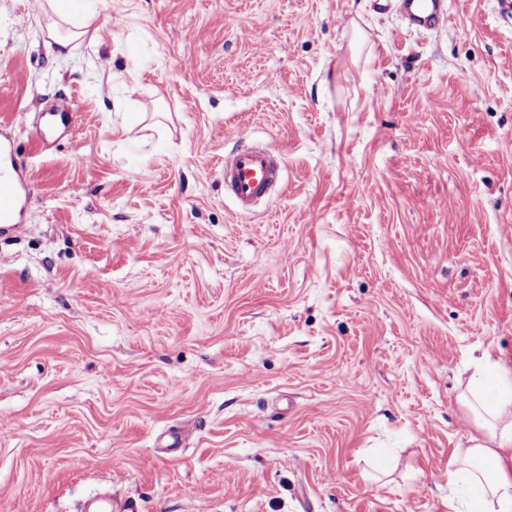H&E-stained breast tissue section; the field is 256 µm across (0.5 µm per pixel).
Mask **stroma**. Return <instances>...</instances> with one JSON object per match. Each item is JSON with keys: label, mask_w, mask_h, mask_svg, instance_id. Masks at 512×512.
I'll use <instances>...</instances> for the list:
<instances>
[{"label": "stroma", "mask_w": 512, "mask_h": 512, "mask_svg": "<svg viewBox=\"0 0 512 512\" xmlns=\"http://www.w3.org/2000/svg\"><path fill=\"white\" fill-rule=\"evenodd\" d=\"M446 2L81 0L63 48L0 0V512H448L470 359L512 367V12ZM409 28L439 31L448 24L444 0H401ZM31 192L26 173L16 161V150L11 140H0V224H16L23 202ZM280 176L277 156L262 144L224 157V188L234 198L240 215H251L256 204L267 200Z\"/></svg>", "instance_id": "stroma-1"}]
</instances>
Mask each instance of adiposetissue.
Here are the masks:
<instances>
[{"mask_svg": "<svg viewBox=\"0 0 512 512\" xmlns=\"http://www.w3.org/2000/svg\"><path fill=\"white\" fill-rule=\"evenodd\" d=\"M463 404L484 438L457 448L448 468L449 512H512V368L489 354L472 360Z\"/></svg>", "mask_w": 512, "mask_h": 512, "instance_id": "obj_1", "label": "adipose tissue"}]
</instances>
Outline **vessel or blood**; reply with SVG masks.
Masks as SVG:
<instances>
[{"label": "vessel or blood", "mask_w": 512, "mask_h": 512, "mask_svg": "<svg viewBox=\"0 0 512 512\" xmlns=\"http://www.w3.org/2000/svg\"><path fill=\"white\" fill-rule=\"evenodd\" d=\"M409 27L438 31L448 24L444 0H401ZM281 176L277 156L256 144L224 159V187L234 198L240 215H251L256 204L269 198ZM31 192L26 173L16 161L11 140H0V224L16 223Z\"/></svg>", "instance_id": "obj_1"}]
</instances>
